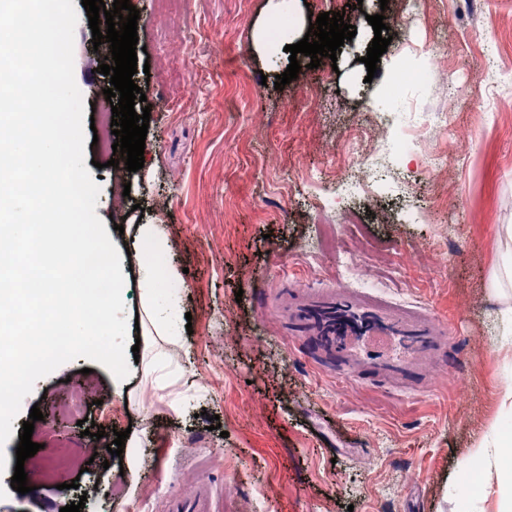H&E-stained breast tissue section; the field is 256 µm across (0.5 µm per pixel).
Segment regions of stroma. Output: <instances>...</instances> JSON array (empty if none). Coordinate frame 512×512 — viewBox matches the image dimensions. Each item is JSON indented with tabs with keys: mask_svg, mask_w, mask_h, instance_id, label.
<instances>
[{
	"mask_svg": "<svg viewBox=\"0 0 512 512\" xmlns=\"http://www.w3.org/2000/svg\"><path fill=\"white\" fill-rule=\"evenodd\" d=\"M139 12L138 62H168L165 77L137 72L150 109L142 169L127 173L130 205L115 210L112 150L93 143V109L106 107V79L80 76L93 57L82 0H53L46 17L66 9L69 53L57 63L80 99L75 153L81 186L99 200L76 208L115 253L126 251L122 222L167 226L158 256L181 269L177 284L185 350L178 381L153 404L124 402L121 390L144 377L132 348L139 291L126 280V334L74 340L17 376L12 413L0 432V512H49L48 501L89 497L80 512H163L170 496L196 481L217 491L220 512H452L448 487L464 477L468 451L498 413V390L512 380V359L498 338L501 306L490 290L512 264L501 232L512 225V0H422L407 21L401 0H288L302 40L312 13L343 12L357 34L336 58L276 89L290 63L283 46L258 38L279 16L278 0H180L176 18L156 0H130ZM384 14L392 38L368 76L362 59ZM414 48H401V35ZM440 65L398 98L411 112H443L427 135L443 159L433 170L421 155L379 172L377 194H349L324 211L309 178L329 180L358 163L346 143L374 133V110L405 69ZM355 254L370 293L425 308L447 322L456 342L441 361L444 384L403 391L381 380L341 381L335 365L289 336L269 293L281 281L300 288L346 285L343 259ZM120 344L126 369L115 381L100 350ZM87 384L84 411L105 433L131 431L136 448L107 467L76 463L59 481H35L55 464L57 440L90 445L76 417L60 414L71 387ZM29 493L11 486L16 448L32 407ZM112 409L110 420L101 413ZM218 416L220 430L209 429ZM374 467H367V460ZM78 488H71V481ZM65 490H58V483Z\"/></svg>",
	"mask_w": 512,
	"mask_h": 512,
	"instance_id": "35a3bbf8",
	"label": "stroma"
}]
</instances>
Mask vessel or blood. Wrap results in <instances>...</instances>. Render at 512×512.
<instances>
[{
    "mask_svg": "<svg viewBox=\"0 0 512 512\" xmlns=\"http://www.w3.org/2000/svg\"><path fill=\"white\" fill-rule=\"evenodd\" d=\"M288 333L341 359L349 382L373 377L408 384L441 372L451 331L420 307H396L350 288H292ZM167 512H217L210 484L169 497Z\"/></svg>",
    "mask_w": 512,
    "mask_h": 512,
    "instance_id": "obj_1",
    "label": "vessel or blood"
}]
</instances>
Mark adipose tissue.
Segmentation results:
<instances>
[{
	"mask_svg": "<svg viewBox=\"0 0 512 512\" xmlns=\"http://www.w3.org/2000/svg\"><path fill=\"white\" fill-rule=\"evenodd\" d=\"M42 13L41 0H0V388L13 386L19 369L43 351L49 330L86 335L89 296L84 283L68 271L76 257L105 254L95 238L74 248L71 215L77 203L57 198L80 167L76 161L66 167L58 162L59 134H77V122L69 115L58 124L49 120L67 94L66 83H57L47 94L20 90L23 75L48 67L44 55L29 54L23 65L14 63L22 47L38 40ZM15 14L30 18L25 34L10 25ZM135 240L141 325L150 338L145 371L162 391L175 375L171 324L178 310L176 302L165 301L163 285L177 272L159 271L152 260L166 247L162 225H136ZM471 457L481 471L485 498L497 512H512V434L502 424L492 425Z\"/></svg>",
	"mask_w": 512,
	"mask_h": 512,
	"instance_id": "1",
	"label": "adipose tissue"
}]
</instances>
